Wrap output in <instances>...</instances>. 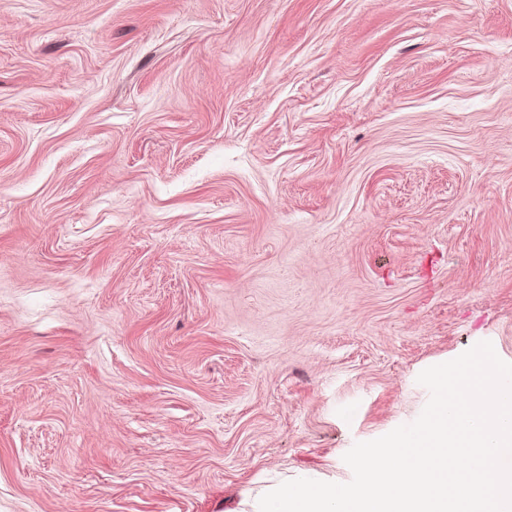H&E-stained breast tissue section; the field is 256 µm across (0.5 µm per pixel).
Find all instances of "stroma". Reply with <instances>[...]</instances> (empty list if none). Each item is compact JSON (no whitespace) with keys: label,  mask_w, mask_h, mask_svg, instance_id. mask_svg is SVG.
<instances>
[{"label":"stroma","mask_w":512,"mask_h":512,"mask_svg":"<svg viewBox=\"0 0 512 512\" xmlns=\"http://www.w3.org/2000/svg\"><path fill=\"white\" fill-rule=\"evenodd\" d=\"M512 363V0H0V512H244Z\"/></svg>","instance_id":"obj_1"}]
</instances>
